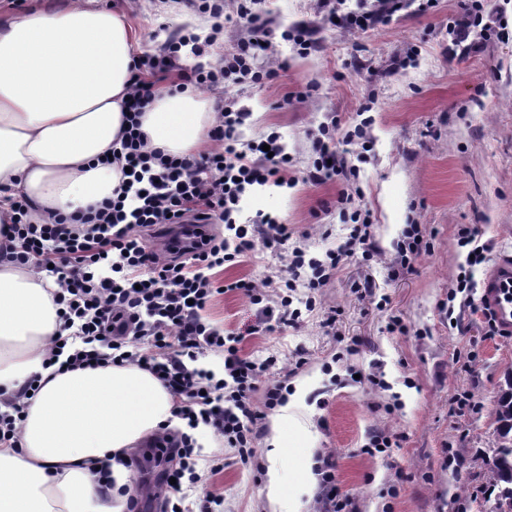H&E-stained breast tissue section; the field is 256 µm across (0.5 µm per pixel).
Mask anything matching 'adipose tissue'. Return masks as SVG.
<instances>
[{"mask_svg":"<svg viewBox=\"0 0 512 512\" xmlns=\"http://www.w3.org/2000/svg\"><path fill=\"white\" fill-rule=\"evenodd\" d=\"M137 46L130 23L99 0L0 19V401L41 380L17 447H0V512H129L123 461L173 416V395L138 366L48 364L61 334L57 286L7 257L14 201L50 224L118 186L119 170L102 160L126 125ZM213 120L188 89L156 97L141 118L149 149L172 155L192 154ZM105 465L107 492L93 474Z\"/></svg>","mask_w":512,"mask_h":512,"instance_id":"1","label":"adipose tissue"}]
</instances>
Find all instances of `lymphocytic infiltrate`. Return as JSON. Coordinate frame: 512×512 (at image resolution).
Returning a JSON list of instances; mask_svg holds the SVG:
<instances>
[{
    "instance_id": "lymphocytic-infiltrate-1",
    "label": "lymphocytic infiltrate",
    "mask_w": 512,
    "mask_h": 512,
    "mask_svg": "<svg viewBox=\"0 0 512 512\" xmlns=\"http://www.w3.org/2000/svg\"><path fill=\"white\" fill-rule=\"evenodd\" d=\"M255 2L237 0L236 4L237 16L251 25L250 38L216 66L181 74L182 86L200 89L218 87L227 80L263 79L255 61L268 49L267 30L254 9ZM344 2L322 0L324 25L368 29L388 22L411 5L423 11L428 8L426 0H375L372 10L358 14L343 11ZM511 36L501 12L487 10L484 0H469L455 22L451 44H465L475 51L484 40L503 41ZM214 42V36L202 39L189 33L170 39L162 54L146 53L135 60L132 92L125 104L128 124L120 151L112 155L113 162L126 166L128 172L111 198L86 208L73 224L61 220L32 223L29 206L21 200L14 204L11 227L12 261L47 270L59 286L54 298L68 334L53 345L50 361H63L71 369L134 364L157 376L175 397L173 414L184 421L185 432L174 435L165 430L152 441L157 456L171 464L168 474L176 480L169 488L173 496L181 490L180 479L193 483L200 479L194 429L212 427L241 463L252 462L265 413L283 398L282 383L272 384L265 392L263 408H256L252 401L256 383L275 366V359L258 362L243 356L242 336L224 334L203 320L202 311L219 292L211 270L237 263L259 244L274 250L290 248V278L270 276L259 286L246 280L228 285L257 306L259 321L248 333L260 334L276 323H297L302 310L315 309L320 288L357 248L369 244L373 226L371 212L351 208L353 196L347 192L340 194L338 202L349 233L343 245L321 258L309 256L305 248L289 247L291 231L271 216H261L252 224L236 223L234 214L247 187L284 184L289 158L274 136L265 145L240 150L238 128L244 115L231 106L220 107L219 122L211 131L214 140L223 142V150L197 157L148 150L141 116L155 99L156 84L175 69L183 47L201 56ZM332 139L326 124L313 135L308 181L355 177L345 152L332 147ZM219 221L226 230L224 238L205 237L163 254L151 250L140 235L144 228L167 236L187 224ZM457 244L467 257L457 276L456 291L470 304L477 292L475 271L485 263L487 247L465 228L459 230ZM300 285L308 290L301 310L294 308L291 297ZM204 350L223 354V375L192 367V360Z\"/></svg>"
}]
</instances>
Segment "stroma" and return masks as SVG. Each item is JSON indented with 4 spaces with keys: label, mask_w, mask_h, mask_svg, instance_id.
Listing matches in <instances>:
<instances>
[{
    "label": "stroma",
    "mask_w": 512,
    "mask_h": 512,
    "mask_svg": "<svg viewBox=\"0 0 512 512\" xmlns=\"http://www.w3.org/2000/svg\"><path fill=\"white\" fill-rule=\"evenodd\" d=\"M428 12L414 11L387 24L357 32L320 25L319 0H259L271 46L259 65L271 78L225 83L224 95L246 117L241 143L278 135L291 157L288 185L254 186L241 198L236 221L252 223L268 214L304 236L310 254L342 244L348 231L336 198L337 180L306 182L312 162L311 135L335 123L337 136L369 119L372 150L348 145L361 189L355 207L370 210L378 253L355 254L321 288L314 311L293 327L249 336L257 310L241 292L213 297L203 316L227 333L243 334L241 350L254 359L276 356L288 370L287 407L267 411L255 442L254 463L237 461L233 449L211 428L200 427V481L184 487L187 512H199L206 494L222 496V512H319L296 480L303 455L314 468L336 465L340 494L352 496L356 512H493L484 492L485 456L496 442L495 408L512 372V335L486 338L481 314L448 305L465 254L457 246L469 228L488 246L487 266L512 254V41L495 39L480 50L450 57L448 28L461 0H434ZM126 15L140 51L189 31L208 35L213 22L178 7L174 0H100ZM295 23L315 27L316 45L301 53L282 40ZM416 51L413 66L397 62ZM420 224L430 250L398 277L386 266L406 225ZM288 255L263 247L239 264H225L216 284L239 279L261 283L287 274ZM373 280L374 293L358 287ZM336 325H323L327 315ZM398 315L406 333L387 328ZM476 361H469L470 351ZM479 401V412H456L462 392ZM392 440L386 452L368 455L371 431ZM288 445H272L275 432ZM457 465H449V452ZM222 460L213 472L206 463ZM278 465L283 494L267 495V471ZM166 464L154 450L134 452L132 486L141 512H161L158 478Z\"/></svg>",
    "instance_id": "1"
}]
</instances>
